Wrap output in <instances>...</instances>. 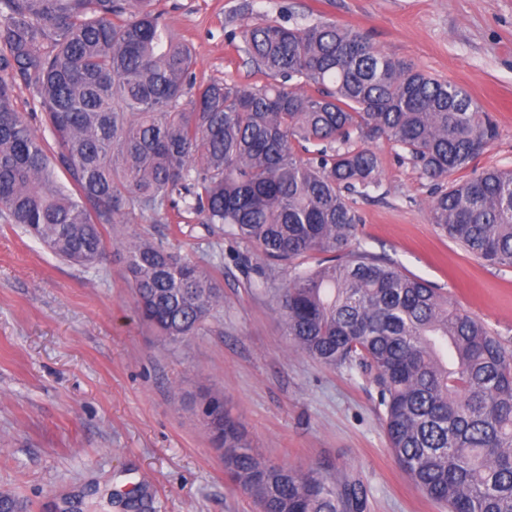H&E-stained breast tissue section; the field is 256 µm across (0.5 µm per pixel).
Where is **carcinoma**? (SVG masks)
I'll return each mask as SVG.
<instances>
[{
  "label": "carcinoma",
  "mask_w": 512,
  "mask_h": 512,
  "mask_svg": "<svg viewBox=\"0 0 512 512\" xmlns=\"http://www.w3.org/2000/svg\"><path fill=\"white\" fill-rule=\"evenodd\" d=\"M242 37L270 82L193 84L192 50L154 0H0V219L82 267L106 258L105 225L178 205L220 225L288 269L276 309L291 347L369 375L390 450L423 495L448 512H512V345L362 250L348 197L379 185L376 153L352 136L398 146L421 177L448 181L431 223L512 268V169L450 180L497 124L460 85L334 21L261 20ZM22 86L51 139L16 111ZM119 242L140 317L172 343L204 330L224 300L218 278L161 244ZM313 253L326 258L303 266ZM203 414L258 512H366L360 480L260 459L223 396H205Z\"/></svg>",
  "instance_id": "carcinoma-1"
}]
</instances>
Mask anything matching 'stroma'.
<instances>
[{
	"instance_id": "1",
	"label": "stroma",
	"mask_w": 512,
	"mask_h": 512,
	"mask_svg": "<svg viewBox=\"0 0 512 512\" xmlns=\"http://www.w3.org/2000/svg\"><path fill=\"white\" fill-rule=\"evenodd\" d=\"M192 44L195 82L262 84L242 28L263 19L302 28L321 19L367 32L384 52L464 87L499 137L476 169L512 168V0H157ZM379 185L353 195L358 241L373 256L447 291L512 340V270L480 265L429 221L433 184L399 147L372 143ZM211 269L224 304L199 335L168 343L135 313L114 237L108 258L71 266L24 230L0 223V494L24 512L81 492L82 512H127L121 490L146 484L151 512H255L224 473L196 410L223 395L253 450L295 469L359 477L366 512H441L401 471L375 393L359 370L291 348L272 294H256L254 247L190 222L121 224ZM265 266V265H264Z\"/></svg>"
}]
</instances>
